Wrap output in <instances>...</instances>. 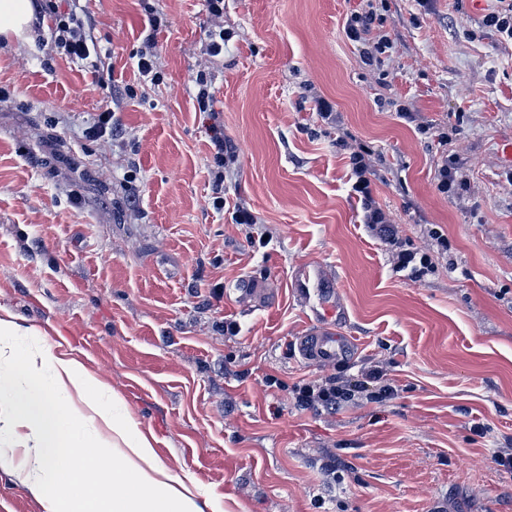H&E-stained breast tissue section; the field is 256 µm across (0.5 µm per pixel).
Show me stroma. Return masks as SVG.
I'll use <instances>...</instances> for the list:
<instances>
[{
  "label": "stroma",
  "mask_w": 512,
  "mask_h": 512,
  "mask_svg": "<svg viewBox=\"0 0 512 512\" xmlns=\"http://www.w3.org/2000/svg\"><path fill=\"white\" fill-rule=\"evenodd\" d=\"M360 3L224 0L233 37L211 59L204 0H80L113 69L106 95L89 64L50 51L48 28L0 36V306L74 350L225 512H452L459 498L512 512V475L491 459L512 448V45L465 37L484 13L468 2L386 0L395 52L372 71L342 35ZM151 11L155 83L136 67ZM201 70L239 154L220 209ZM107 109L112 140L86 139ZM341 136L371 150L375 200L407 247L433 224L447 235L424 282L363 224ZM456 152L466 188L447 198L434 177ZM239 205L256 223H236ZM303 268L338 288L356 344L336 374L383 362L395 398L315 413L267 387L321 371L293 345L317 321Z\"/></svg>",
  "instance_id": "obj_1"
}]
</instances>
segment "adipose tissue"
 <instances>
[{"instance_id":"ef3b65f1","label":"adipose tissue","mask_w":512,"mask_h":512,"mask_svg":"<svg viewBox=\"0 0 512 512\" xmlns=\"http://www.w3.org/2000/svg\"><path fill=\"white\" fill-rule=\"evenodd\" d=\"M46 512H221L166 465L120 396L0 313V472Z\"/></svg>"}]
</instances>
